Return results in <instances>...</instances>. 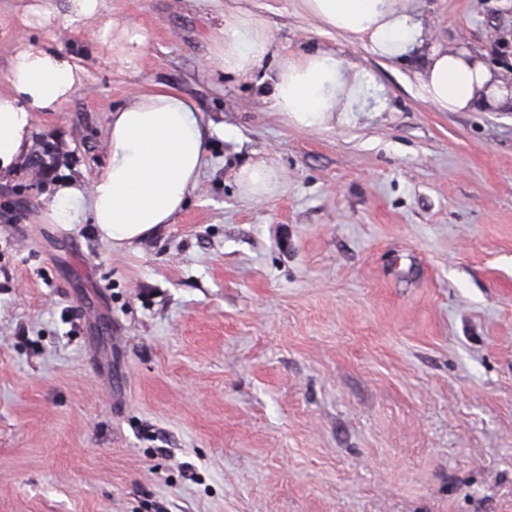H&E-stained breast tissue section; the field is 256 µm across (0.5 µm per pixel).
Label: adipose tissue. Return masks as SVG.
<instances>
[{
  "instance_id": "obj_1",
  "label": "adipose tissue",
  "mask_w": 512,
  "mask_h": 512,
  "mask_svg": "<svg viewBox=\"0 0 512 512\" xmlns=\"http://www.w3.org/2000/svg\"><path fill=\"white\" fill-rule=\"evenodd\" d=\"M303 9L352 41L369 45L381 58L425 53L420 86L443 112L512 105V91L495 80L482 60L464 49L426 48L423 19L414 0H301ZM272 42L251 15L233 16L214 58L226 70L251 73L262 65ZM373 78L356 63L326 50L282 58L268 76V99L286 123L323 127L351 105ZM10 89L0 92V174L23 162L30 143L31 112L56 111L82 82L70 58L29 47L11 62ZM209 125L174 88L163 84L138 94L109 117L110 159L90 194L59 185L52 223H80L91 213L101 237L122 248L155 234L196 190L208 150Z\"/></svg>"
}]
</instances>
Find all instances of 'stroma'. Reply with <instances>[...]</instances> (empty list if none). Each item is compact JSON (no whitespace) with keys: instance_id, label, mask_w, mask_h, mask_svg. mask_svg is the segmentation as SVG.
Returning <instances> with one entry per match:
<instances>
[{"instance_id":"1","label":"stroma","mask_w":512,"mask_h":512,"mask_svg":"<svg viewBox=\"0 0 512 512\" xmlns=\"http://www.w3.org/2000/svg\"><path fill=\"white\" fill-rule=\"evenodd\" d=\"M430 43L512 79V0H418ZM372 74L356 112L287 125L214 64L224 21ZM137 32L136 55L113 43ZM24 46L82 85L34 111L55 180L0 178V512H512V110L441 112L421 56L378 57L300 0H0V91ZM164 84L213 127L171 223L113 249L50 223L89 191L115 108ZM277 187L250 196L244 165ZM278 172L272 161L262 159L248 164L239 172V183L253 196L262 195L277 182Z\"/></svg>"}]
</instances>
